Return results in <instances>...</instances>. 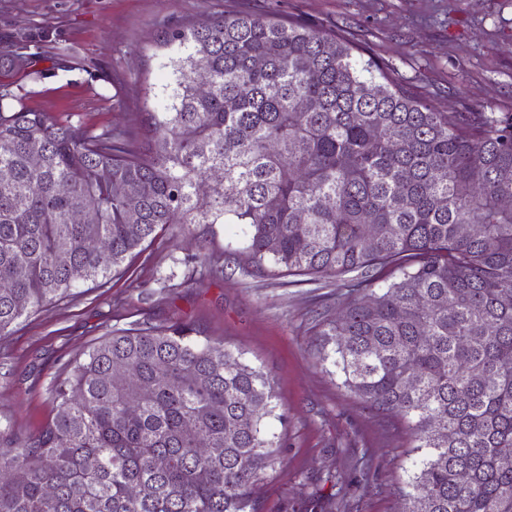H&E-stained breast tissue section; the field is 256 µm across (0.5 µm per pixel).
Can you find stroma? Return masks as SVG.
Returning a JSON list of instances; mask_svg holds the SVG:
<instances>
[{
	"mask_svg": "<svg viewBox=\"0 0 512 512\" xmlns=\"http://www.w3.org/2000/svg\"><path fill=\"white\" fill-rule=\"evenodd\" d=\"M227 13L276 16L347 38L440 112L512 118V0H0V84L56 121L146 139L166 79L165 31ZM25 53L28 68L4 60ZM237 224L160 231L128 269L85 284L0 337V423L31 437L56 413L52 388L99 338L183 324L269 373L284 461L253 491L258 512H402L410 444L402 422L366 406L321 362L322 316L352 295L333 280L242 270Z\"/></svg>",
	"mask_w": 512,
	"mask_h": 512,
	"instance_id": "stroma-1",
	"label": "stroma"
}]
</instances>
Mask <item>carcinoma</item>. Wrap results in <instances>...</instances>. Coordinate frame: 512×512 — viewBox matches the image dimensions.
<instances>
[{
	"mask_svg": "<svg viewBox=\"0 0 512 512\" xmlns=\"http://www.w3.org/2000/svg\"><path fill=\"white\" fill-rule=\"evenodd\" d=\"M159 45L166 104L143 144L0 92V336L160 229L241 224L259 273H360L368 300L323 322L321 360L407 423L403 512H512V122L437 112L295 21L226 14ZM53 397L35 436L0 427V512H256L283 462L268 373L188 326L101 337Z\"/></svg>",
	"mask_w": 512,
	"mask_h": 512,
	"instance_id": "carcinoma-1",
	"label": "carcinoma"
}]
</instances>
